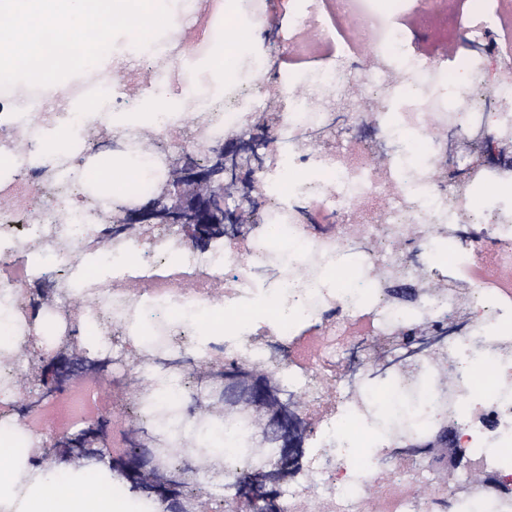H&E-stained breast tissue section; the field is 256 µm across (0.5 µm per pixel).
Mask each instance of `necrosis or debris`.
Here are the masks:
<instances>
[{
  "label": "necrosis or debris",
  "mask_w": 512,
  "mask_h": 512,
  "mask_svg": "<svg viewBox=\"0 0 512 512\" xmlns=\"http://www.w3.org/2000/svg\"><path fill=\"white\" fill-rule=\"evenodd\" d=\"M185 0L151 45L112 51V77L88 71L55 92L0 90V307L16 337L0 351V431L22 444L26 490L34 477L40 417L19 380L36 327L52 324L44 350L62 338L90 339L103 371L87 372L109 401V432L148 427L165 461L207 472L196 431L223 430L224 485L234 487L257 457L242 420L225 426L193 399L221 392L188 380L202 365L264 370L294 394L319 435L306 462L280 488L284 512H512V283L474 278L484 257L512 270V172L466 143L489 131L512 136V55L497 53L501 0H466L452 19L465 50L454 62L417 54L407 17L426 0H348L342 24L321 0ZM313 28L325 54L283 67L293 32ZM233 54L232 65L208 58ZM499 75L486 83L489 62ZM175 106L146 121L125 116L143 90ZM264 131V159L250 176L262 232L237 226L214 247L183 232L116 238L112 223L157 194L168 178L167 145L191 154ZM495 108L487 125L484 102ZM94 104L91 112L81 103ZM346 131L332 150L323 136ZM54 135L70 154H38ZM139 159L143 173L120 191L89 180L74 157ZM411 281L412 305L390 286ZM223 315L224 331L199 343L201 317ZM465 320L448 335L450 317ZM442 337L419 351V327ZM146 337L134 347V337ZM416 349L398 362V344ZM468 449L491 484L461 471L459 488L437 486L423 447L435 425Z\"/></svg>",
  "instance_id": "1"
}]
</instances>
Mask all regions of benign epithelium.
Listing matches in <instances>:
<instances>
[{
  "mask_svg": "<svg viewBox=\"0 0 512 512\" xmlns=\"http://www.w3.org/2000/svg\"><path fill=\"white\" fill-rule=\"evenodd\" d=\"M211 160L201 162L184 151L168 156L172 177L159 195L148 204L125 212L115 230L139 239L145 238L160 224H174L196 242L207 238L214 224H245L242 214L224 208V178H238L254 159V140L231 138L214 147ZM191 186L208 188L205 195L194 196ZM85 353L75 338L58 343L54 355L47 359L40 350L28 349L30 380L41 386L37 399L19 410L26 415L40 401L49 397L61 380H69ZM224 376V393L218 401L219 412L226 417L252 419L253 441L258 446L273 445L280 449L284 462L300 455L306 432L305 422L296 402L274 385L264 371L237 366L217 372L202 366L195 372L196 381ZM155 438L145 434L122 455H114L106 442V425L95 418L79 435H49L38 449L41 466L50 468L83 459L108 465L132 483L148 480L149 497L159 502L162 512H197V499L183 494L187 482L185 469L154 460ZM280 473L265 464L252 471V483L237 490L234 506L244 512H278Z\"/></svg>",
  "mask_w": 512,
  "mask_h": 512,
  "instance_id": "1",
  "label": "benign epithelium"
}]
</instances>
